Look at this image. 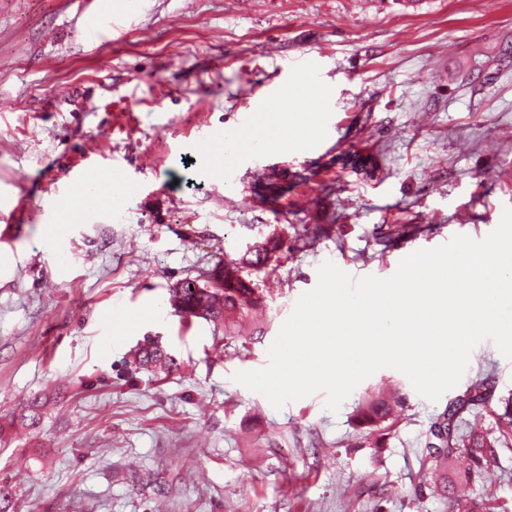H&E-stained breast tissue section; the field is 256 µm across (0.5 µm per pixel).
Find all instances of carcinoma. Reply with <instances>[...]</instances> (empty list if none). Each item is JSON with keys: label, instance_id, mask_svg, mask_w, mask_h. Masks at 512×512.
<instances>
[{"label": "carcinoma", "instance_id": "carcinoma-1", "mask_svg": "<svg viewBox=\"0 0 512 512\" xmlns=\"http://www.w3.org/2000/svg\"><path fill=\"white\" fill-rule=\"evenodd\" d=\"M262 182L268 191L259 195L263 202L277 201L288 188L279 184V178L272 174ZM279 248V238L268 236L255 242L237 259L226 258L220 273L214 275L208 286L186 279L172 289L171 301L183 315L203 317L224 322V335L240 333V320L262 306V293L252 287L251 281L242 276L243 269L259 271L271 261V254ZM133 363L139 369L154 374H170L180 368L177 358L157 338H144L138 345ZM489 396L487 379L476 381L472 391L448 406L430 426L422 470L430 477L434 488L448 493V464L463 459L467 461L464 470L457 474L459 486L468 485L482 477L496 461L494 443L484 435L470 434L464 438L456 435L453 419L469 405H477ZM404 397L396 391L388 394L378 390L365 396L358 404L353 419L361 428L379 435L381 442L391 428L397 408L403 406ZM41 401L34 398L13 413L11 420H18L31 427L41 419ZM0 512H19L16 493L6 479L0 480ZM448 512H488L486 504L464 492L453 493L448 498Z\"/></svg>", "mask_w": 512, "mask_h": 512}]
</instances>
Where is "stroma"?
<instances>
[{
	"label": "stroma",
	"instance_id": "1",
	"mask_svg": "<svg viewBox=\"0 0 512 512\" xmlns=\"http://www.w3.org/2000/svg\"><path fill=\"white\" fill-rule=\"evenodd\" d=\"M0 0V422L46 396L38 430L0 435V478L21 512H448L421 489L427 431L476 380L484 404L459 428L488 434L497 462L468 485L512 512V360L491 340L435 402L400 371L362 381L338 412L324 393L274 409L234 381L268 349L324 261L392 276L449 234L484 239L512 207V0ZM318 69L331 131L316 146L239 152L223 178L199 131L259 137L270 115L307 111ZM359 153L370 176L343 169ZM91 156L140 185L112 210L49 230L65 171ZM288 175L277 211L256 204V162ZM325 231L305 238V228ZM274 234L258 324L181 318L170 291L207 284L223 256ZM141 313L136 325L125 312ZM160 337L179 371L137 369ZM386 385L406 398L380 456L352 414Z\"/></svg>",
	"mask_w": 512,
	"mask_h": 512
}]
</instances>
